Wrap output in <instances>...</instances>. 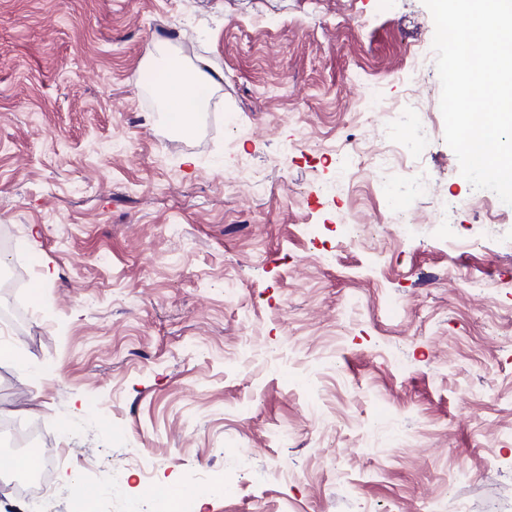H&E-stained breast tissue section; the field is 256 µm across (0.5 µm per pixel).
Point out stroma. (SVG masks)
I'll use <instances>...</instances> for the list:
<instances>
[{"label": "stroma", "mask_w": 512, "mask_h": 512, "mask_svg": "<svg viewBox=\"0 0 512 512\" xmlns=\"http://www.w3.org/2000/svg\"><path fill=\"white\" fill-rule=\"evenodd\" d=\"M433 37L423 0H0L26 364L0 420L29 413L54 484L106 512L202 473L230 481L193 512L512 506V206L461 175L434 59L405 76ZM160 43L222 76L189 136ZM370 86L412 114L402 159Z\"/></svg>", "instance_id": "obj_1"}]
</instances>
